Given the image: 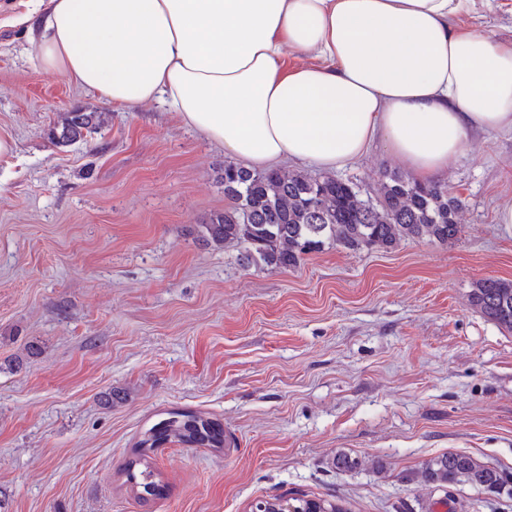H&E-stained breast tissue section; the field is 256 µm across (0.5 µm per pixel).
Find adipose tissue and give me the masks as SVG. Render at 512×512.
<instances>
[{
	"label": "adipose tissue",
	"instance_id": "1",
	"mask_svg": "<svg viewBox=\"0 0 512 512\" xmlns=\"http://www.w3.org/2000/svg\"><path fill=\"white\" fill-rule=\"evenodd\" d=\"M30 2L39 67L161 101L252 170H341L380 140L428 183L472 131L512 130V41L453 26L471 0Z\"/></svg>",
	"mask_w": 512,
	"mask_h": 512
}]
</instances>
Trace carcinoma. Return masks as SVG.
<instances>
[{"mask_svg": "<svg viewBox=\"0 0 512 512\" xmlns=\"http://www.w3.org/2000/svg\"><path fill=\"white\" fill-rule=\"evenodd\" d=\"M95 112H67L52 137L63 143L86 140L96 132ZM224 211L198 225L200 239L216 247H235L244 265L269 269L295 267L305 256L328 244L350 251L386 250L405 240L453 242L460 231L462 202L442 182L420 183L400 172H382L372 194L330 175L295 170L256 172L235 162L224 163ZM471 306L512 332V282L487 278L469 293ZM169 442L186 447H224V425L201 414L172 410L146 429L137 442L138 456L124 472L132 492L143 501L162 494L147 457ZM421 477L442 489L468 485L477 493L512 489V474L490 467L466 453L448 452L423 464Z\"/></svg>", "mask_w": 512, "mask_h": 512, "instance_id": "cac0c4a2", "label": "carcinoma"}]
</instances>
